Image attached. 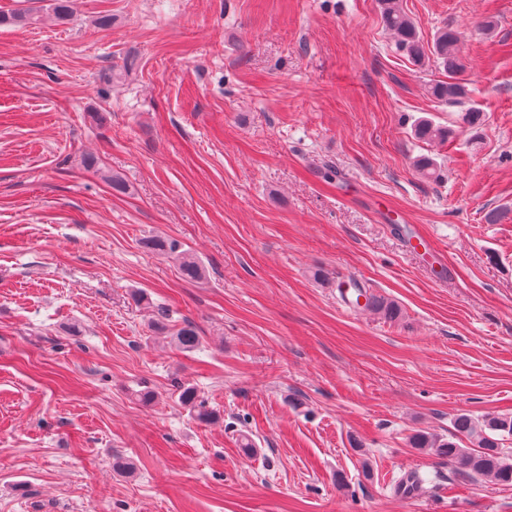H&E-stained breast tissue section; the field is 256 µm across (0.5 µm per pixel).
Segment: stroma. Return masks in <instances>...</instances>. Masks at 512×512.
Wrapping results in <instances>:
<instances>
[{"label":"stroma","mask_w":512,"mask_h":512,"mask_svg":"<svg viewBox=\"0 0 512 512\" xmlns=\"http://www.w3.org/2000/svg\"><path fill=\"white\" fill-rule=\"evenodd\" d=\"M53 3L0 0L37 18L0 26V512H512L409 444L512 415V0H401L425 41L458 31L457 105L379 0ZM419 118L455 134L418 142ZM353 281L398 318L345 305ZM143 246L152 253L165 255L173 260L183 279L196 281L203 276L201 262L177 240L163 237H151L142 242ZM173 336L175 346L181 351H194L201 343L199 332L196 327L189 322L177 328Z\"/></svg>","instance_id":"1"}]
</instances>
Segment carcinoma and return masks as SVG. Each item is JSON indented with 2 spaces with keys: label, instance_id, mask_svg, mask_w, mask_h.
Here are the masks:
<instances>
[{
  "label": "carcinoma",
  "instance_id": "carcinoma-1",
  "mask_svg": "<svg viewBox=\"0 0 512 512\" xmlns=\"http://www.w3.org/2000/svg\"><path fill=\"white\" fill-rule=\"evenodd\" d=\"M382 17L387 29L395 39L398 51L404 53L413 63L421 65L428 56H433L445 72V79L429 85V94L438 101L453 103L466 94L463 82L465 64L459 52V35L447 25L435 34L429 44L419 34L415 24L403 11L399 0H380ZM453 135V129L436 125L429 119H420L414 123L413 136L424 143L445 142ZM421 176L427 180H436L440 170L429 156H421L415 162ZM143 246L152 253L164 255L173 260L183 279L196 281L203 276L201 262L183 245L173 239L151 237L143 241ZM364 308L376 311L386 318L398 315L397 307L381 299L366 297ZM173 341L181 351H194L200 343L196 327L187 322L174 332ZM179 398L193 409L200 421H208L213 412L202 402L197 401L193 387L180 386ZM455 434L443 439L432 433L417 432L409 438L414 448L427 449L434 455L448 460L454 469L471 478L489 477L502 485L512 484V458L505 453L503 441L512 437V416L475 417L462 413L454 420ZM467 440L469 448L460 446L459 441ZM424 479L417 473H411L395 483L396 493L409 494L419 487Z\"/></svg>",
  "mask_w": 512,
  "mask_h": 512
}]
</instances>
